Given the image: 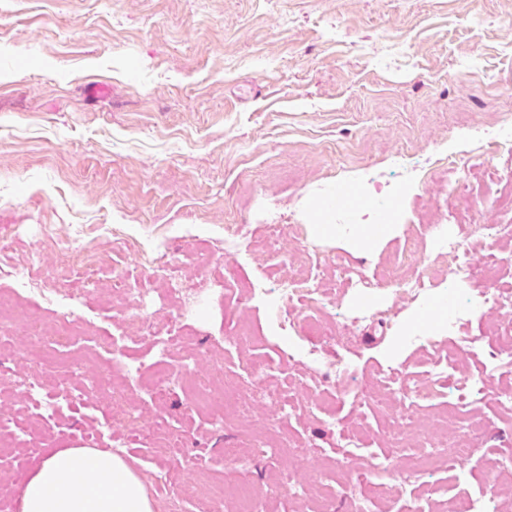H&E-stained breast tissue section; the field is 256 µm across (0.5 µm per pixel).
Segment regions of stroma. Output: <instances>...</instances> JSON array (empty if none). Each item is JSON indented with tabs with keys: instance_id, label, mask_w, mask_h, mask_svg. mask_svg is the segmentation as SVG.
Masks as SVG:
<instances>
[{
	"instance_id": "35a3bbf8",
	"label": "stroma",
	"mask_w": 512,
	"mask_h": 512,
	"mask_svg": "<svg viewBox=\"0 0 512 512\" xmlns=\"http://www.w3.org/2000/svg\"><path fill=\"white\" fill-rule=\"evenodd\" d=\"M95 83L108 94L88 96ZM511 125L512 0H0V317L15 323L0 338V413L16 437L0 447V512L58 448L112 449L150 491L169 475L182 512H197L200 487L237 483L268 512L330 492L349 512L374 491L397 411L352 396L391 369L425 395L415 428L442 440L458 384L480 373L488 393L474 455L456 472L436 448L429 468L399 469L408 495L492 487L512 449L498 404L512 370L490 369L489 335L512 327V304L477 307L448 243L495 257L512 295V235L471 233L512 225L493 204L512 195V152L471 137ZM348 184L361 201L337 223L386 224L399 203L375 252L309 232L312 203ZM420 267L425 288L404 291ZM293 278L318 288L311 316L335 327L314 363L288 319ZM439 298L455 319L433 345L408 325ZM135 313L173 326L174 351L158 357ZM463 336L476 342L451 377L438 358ZM29 378L80 392L51 431L27 409ZM207 379L240 387L245 416L198 409ZM276 388L323 396L265 431ZM229 448L251 456L230 465Z\"/></svg>"
}]
</instances>
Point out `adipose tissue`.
I'll list each match as a JSON object with an SVG mask.
<instances>
[{
    "label": "adipose tissue",
    "mask_w": 512,
    "mask_h": 512,
    "mask_svg": "<svg viewBox=\"0 0 512 512\" xmlns=\"http://www.w3.org/2000/svg\"><path fill=\"white\" fill-rule=\"evenodd\" d=\"M395 224H340L335 210L311 225L313 236L341 238L364 253L374 251ZM17 512H154L142 479L120 455L95 448L51 452L24 481Z\"/></svg>",
    "instance_id": "obj_1"
}]
</instances>
